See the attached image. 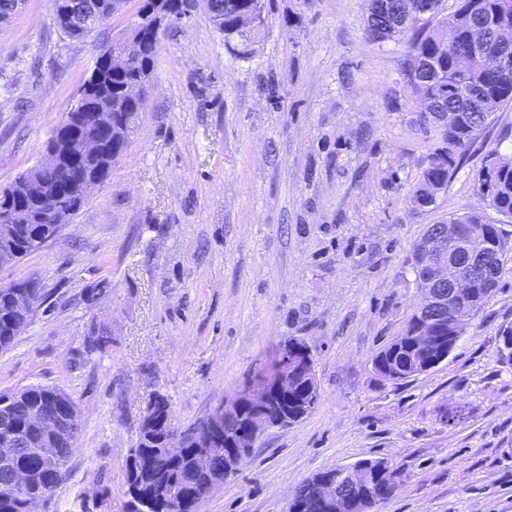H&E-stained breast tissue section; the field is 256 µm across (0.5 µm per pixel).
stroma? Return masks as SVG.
<instances>
[{
    "instance_id": "obj_1",
    "label": "stroma",
    "mask_w": 512,
    "mask_h": 512,
    "mask_svg": "<svg viewBox=\"0 0 512 512\" xmlns=\"http://www.w3.org/2000/svg\"><path fill=\"white\" fill-rule=\"evenodd\" d=\"M251 51L205 4L161 37L148 105L124 156L59 235L0 283L44 298L0 351V390L63 389L81 411L66 471L35 512H124L126 459L153 392L185 429L296 338L317 407L261 435L196 512H284L313 474L385 458L401 472L379 512H512V253L455 348L402 384L372 359L421 300L414 243L453 214L490 213L477 175L512 158V105L494 112L436 203L413 204L434 142L401 81L407 37L366 40V0H265ZM125 0L85 40L50 0L0 22V190L37 164ZM110 348L89 351L93 328ZM456 412L455 421L445 415Z\"/></svg>"
}]
</instances>
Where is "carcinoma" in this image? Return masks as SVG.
<instances>
[{"mask_svg": "<svg viewBox=\"0 0 512 512\" xmlns=\"http://www.w3.org/2000/svg\"><path fill=\"white\" fill-rule=\"evenodd\" d=\"M55 22L68 38L82 39L92 33L93 19L85 14L94 3L103 10L112 11V0H51ZM265 9L264 0H211L213 23L228 37L238 36L251 41L262 31L260 27H242L237 24L239 13ZM437 22L434 28L429 24ZM512 30V0H461L450 14L442 15V0H367L365 35L370 42L385 41L396 36L411 34L410 54L403 69V78L412 94L422 103L418 122L424 133H434L437 143L426 156L415 190L413 203L427 207L436 203L438 194L447 187L459 163L475 136L489 122L496 110L512 105V73H503L494 63V54L512 50L502 40L498 30ZM142 45L141 55L122 71L91 74L82 84V91L92 88V97L98 112L112 116V126L104 127L87 113L78 129L99 138L105 147L100 155L82 162L90 172L89 187L80 194H72L53 171L35 173L28 170L8 188L0 192V212L13 216L14 236L0 249L7 256L0 258V266L15 263L40 249V243L57 237L61 225L53 218L57 204L68 205L75 214L82 203L107 179L112 160L129 147L135 133L139 113L137 102L128 98L125 88L136 81H149L153 77L160 32L148 25L133 30ZM489 45L479 55L473 54L476 45ZM454 112L455 123L441 121V114ZM480 189L490 199L494 210L512 220V160L491 153L490 163L479 174ZM448 223L458 227V235L467 238L480 230L493 245L492 258L485 270L486 285L477 289L470 301V311L477 314L497 287L504 259L509 251V233L498 224L489 223L478 212H467L449 217ZM26 291L32 307L42 303L43 289L33 279L0 285V349L12 345L20 334V325L30 315L18 312L14 306L15 291ZM423 318L412 314L403 334L379 350L373 358L376 374L383 380L399 383L426 372L424 365L430 354L410 344ZM89 351H106L112 337L104 328L92 330ZM318 405L315 395L307 391L305 382L298 380L288 389V403L271 406V417L288 418L281 424L286 428L303 419ZM0 407L10 414V425L29 445L15 461V466L29 474L32 488L45 490L52 485V467L39 453V444L50 433L49 422L38 428L31 415L42 411L49 417L64 415L77 407L65 391L43 385H31L21 390L0 391ZM251 408L243 406L224 416V440L238 444V432L249 420ZM151 418L154 425H142L134 453L135 461L126 467L127 497L136 494L140 501H154L159 488L186 489L199 500L218 482L211 472L197 468V424L179 430L168 399L161 395L155 399ZM81 428L80 414L72 416L67 430L56 435L54 446L61 458L69 460L72 446ZM336 475V469H327L306 479L288 504V512H301L300 505L314 498L317 480ZM400 480V473L391 476L381 473L371 477L370 485L348 488L356 499L355 512H374L392 495L390 482ZM10 478L0 471V512H27L24 502L5 493Z\"/></svg>", "mask_w": 512, "mask_h": 512, "instance_id": "cac0c4a2", "label": "carcinoma"}]
</instances>
